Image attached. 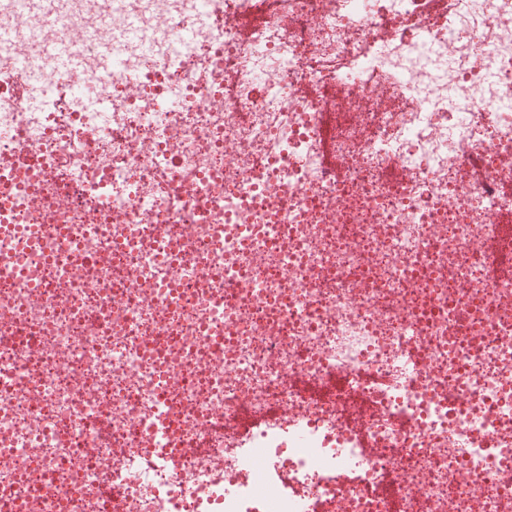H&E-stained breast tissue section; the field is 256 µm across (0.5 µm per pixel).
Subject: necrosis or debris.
<instances>
[{
    "mask_svg": "<svg viewBox=\"0 0 512 512\" xmlns=\"http://www.w3.org/2000/svg\"><path fill=\"white\" fill-rule=\"evenodd\" d=\"M0 28V512H512V0ZM42 53L55 59L59 58L62 64L75 73H79L81 69V58L79 54L67 47L49 44L42 47Z\"/></svg>",
    "mask_w": 512,
    "mask_h": 512,
    "instance_id": "4bbe7bcc",
    "label": "necrosis or debris"
}]
</instances>
